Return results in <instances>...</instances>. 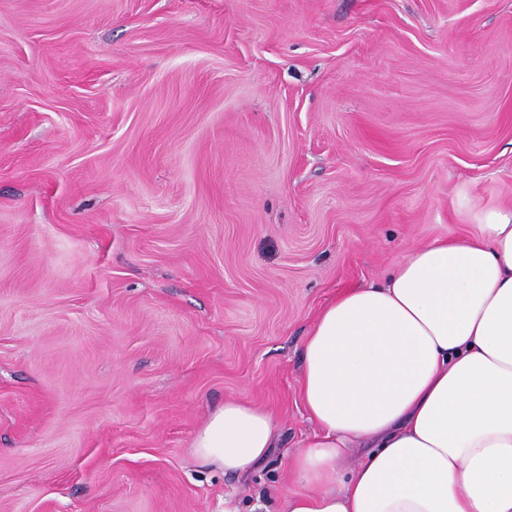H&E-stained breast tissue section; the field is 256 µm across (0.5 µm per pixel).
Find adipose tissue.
Returning <instances> with one entry per match:
<instances>
[{"label": "adipose tissue", "instance_id": "adipose-tissue-1", "mask_svg": "<svg viewBox=\"0 0 512 512\" xmlns=\"http://www.w3.org/2000/svg\"><path fill=\"white\" fill-rule=\"evenodd\" d=\"M282 512H512V210L411 251L318 312ZM276 423L231 397L192 444L200 466L263 463Z\"/></svg>", "mask_w": 512, "mask_h": 512}]
</instances>
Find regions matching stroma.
<instances>
[{
  "label": "stroma",
  "instance_id": "stroma-1",
  "mask_svg": "<svg viewBox=\"0 0 512 512\" xmlns=\"http://www.w3.org/2000/svg\"><path fill=\"white\" fill-rule=\"evenodd\" d=\"M510 209L512 0H0V512H278L322 306ZM275 428L267 410L246 399L226 398L196 433L193 455L200 466L244 474L268 458Z\"/></svg>",
  "mask_w": 512,
  "mask_h": 512
}]
</instances>
